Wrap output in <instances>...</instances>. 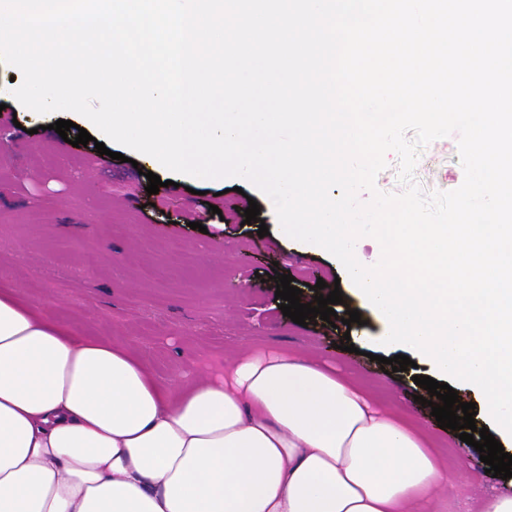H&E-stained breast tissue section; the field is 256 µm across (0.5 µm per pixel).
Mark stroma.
<instances>
[{
  "label": "stroma",
  "instance_id": "35a3bbf8",
  "mask_svg": "<svg viewBox=\"0 0 512 512\" xmlns=\"http://www.w3.org/2000/svg\"><path fill=\"white\" fill-rule=\"evenodd\" d=\"M19 72L0 62V101L14 105L16 124L0 129V283L92 335L126 344L160 381L179 373L223 370L247 346L297 349L363 379L384 403L403 405L435 440L449 465L468 460L466 475L437 496L439 512H461L466 499L512 493V478L492 477L474 447L440 429L413 375L387 372L369 360L367 338L377 320L362 311V324L299 325L284 316L272 273H289L313 302V287L343 293L337 314L358 308L348 283H336L334 260L305 243L280 236L269 198L251 183L194 178L159 169L165 185L146 191L150 165L112 159L94 145L73 147L75 131L59 136L57 114L35 115L14 104ZM413 180L424 193L449 192L464 181L458 138L422 147ZM260 222L245 223L250 201ZM218 206L205 231L191 229L188 214ZM267 236H258L260 226ZM349 337L355 352L339 350Z\"/></svg>",
  "mask_w": 512,
  "mask_h": 512
}]
</instances>
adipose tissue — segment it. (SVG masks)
<instances>
[{"mask_svg":"<svg viewBox=\"0 0 512 512\" xmlns=\"http://www.w3.org/2000/svg\"><path fill=\"white\" fill-rule=\"evenodd\" d=\"M456 476L324 363L248 348L165 383L0 288V512H431Z\"/></svg>","mask_w":512,"mask_h":512,"instance_id":"obj_1","label":"adipose tissue"}]
</instances>
